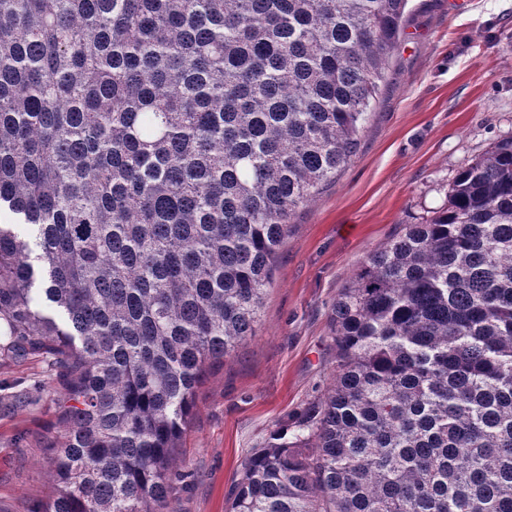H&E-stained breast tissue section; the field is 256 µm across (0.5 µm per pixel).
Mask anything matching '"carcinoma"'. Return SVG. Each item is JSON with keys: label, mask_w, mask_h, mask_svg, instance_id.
I'll use <instances>...</instances> for the list:
<instances>
[{"label": "carcinoma", "mask_w": 512, "mask_h": 512, "mask_svg": "<svg viewBox=\"0 0 512 512\" xmlns=\"http://www.w3.org/2000/svg\"><path fill=\"white\" fill-rule=\"evenodd\" d=\"M408 0H0V322L65 366L44 512H163ZM336 368L227 512H512V136L341 290Z\"/></svg>", "instance_id": "obj_1"}]
</instances>
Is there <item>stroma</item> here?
I'll list each match as a JSON object with an SVG mask.
<instances>
[{
	"mask_svg": "<svg viewBox=\"0 0 512 512\" xmlns=\"http://www.w3.org/2000/svg\"><path fill=\"white\" fill-rule=\"evenodd\" d=\"M512 136V0H409L351 161L292 219L257 334L207 371L176 455L169 512H225L254 449L328 390L331 318L367 256L444 205L458 170ZM59 370L0 352V512H42L56 484Z\"/></svg>",
	"mask_w": 512,
	"mask_h": 512,
	"instance_id": "1",
	"label": "stroma"
}]
</instances>
